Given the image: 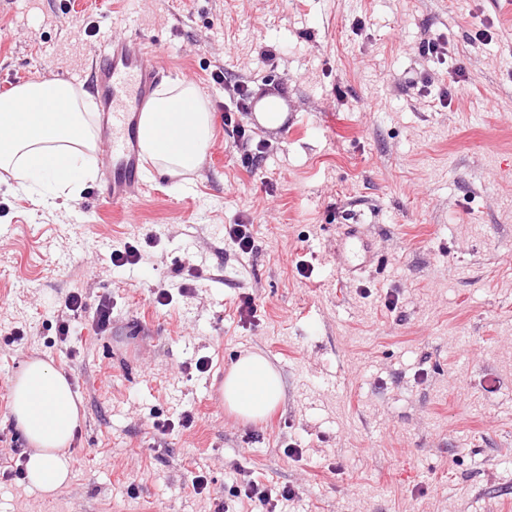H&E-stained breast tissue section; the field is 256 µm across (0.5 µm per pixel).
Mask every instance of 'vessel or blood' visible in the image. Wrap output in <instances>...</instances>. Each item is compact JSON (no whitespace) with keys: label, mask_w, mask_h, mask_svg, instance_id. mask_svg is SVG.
Masks as SVG:
<instances>
[{"label":"vessel or blood","mask_w":512,"mask_h":512,"mask_svg":"<svg viewBox=\"0 0 512 512\" xmlns=\"http://www.w3.org/2000/svg\"><path fill=\"white\" fill-rule=\"evenodd\" d=\"M159 79L157 59L148 46L133 47L129 37L112 38L95 51L87 77L100 92L104 114L101 138L112 149V177L101 191L106 204L122 208L144 191L139 168L138 121ZM378 255L359 225L343 243L342 268L349 277L364 272Z\"/></svg>","instance_id":"obj_1"}]
</instances>
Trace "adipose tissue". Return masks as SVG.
I'll return each instance as SVG.
<instances>
[{
    "instance_id": "obj_1",
    "label": "adipose tissue",
    "mask_w": 512,
    "mask_h": 512,
    "mask_svg": "<svg viewBox=\"0 0 512 512\" xmlns=\"http://www.w3.org/2000/svg\"><path fill=\"white\" fill-rule=\"evenodd\" d=\"M93 97L62 79L29 81L0 96V169L14 188L44 205L75 198L95 179L97 143ZM146 159L173 176L198 171L213 133L210 105L197 85L164 84L138 123ZM284 398L278 370L263 355L240 357L224 377V405L246 422L264 420ZM11 416L29 447L31 487L51 494L68 483L69 451L79 423V400L52 361L30 359L11 393Z\"/></svg>"
}]
</instances>
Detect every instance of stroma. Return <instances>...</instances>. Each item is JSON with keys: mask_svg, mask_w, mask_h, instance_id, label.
<instances>
[{"mask_svg": "<svg viewBox=\"0 0 512 512\" xmlns=\"http://www.w3.org/2000/svg\"><path fill=\"white\" fill-rule=\"evenodd\" d=\"M123 35L200 87L213 139L195 173L141 162L147 189L118 218L98 183L46 207L0 170V468L25 446L10 394L28 359H53L81 400L70 482L0 483V512H266L230 497L254 479L296 490L277 512H512V0H0V95L83 83L90 51ZM435 38L445 62L418 53ZM237 81L288 96L287 128L234 115L261 149L252 170L224 130ZM241 221L246 254L225 233ZM349 224L380 257L354 278ZM127 244L140 262L113 268ZM162 288L174 301L154 306ZM73 291L69 361L55 339ZM246 352L284 383L257 423L223 402ZM184 413L191 427H152Z\"/></svg>", "mask_w": 512, "mask_h": 512, "instance_id": "stroma-1", "label": "stroma"}]
</instances>
